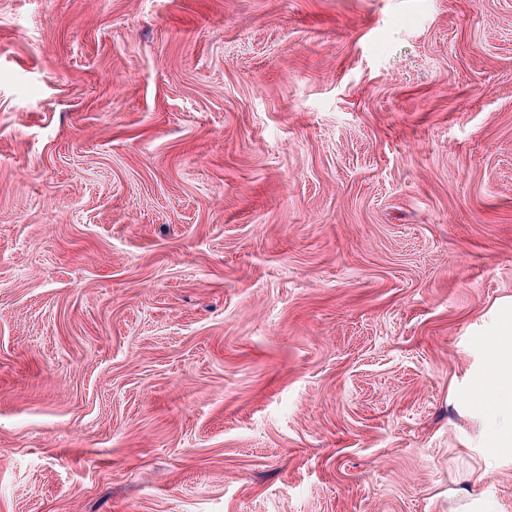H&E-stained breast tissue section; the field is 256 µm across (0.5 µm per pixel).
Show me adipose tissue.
Masks as SVG:
<instances>
[{
	"mask_svg": "<svg viewBox=\"0 0 512 512\" xmlns=\"http://www.w3.org/2000/svg\"><path fill=\"white\" fill-rule=\"evenodd\" d=\"M499 336L491 342V365L474 393L483 410L499 464L512 463V300L500 304Z\"/></svg>",
	"mask_w": 512,
	"mask_h": 512,
	"instance_id": "adipose-tissue-1",
	"label": "adipose tissue"
}]
</instances>
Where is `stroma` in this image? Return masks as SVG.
Returning a JSON list of instances; mask_svg holds the SVG:
<instances>
[{
    "mask_svg": "<svg viewBox=\"0 0 512 512\" xmlns=\"http://www.w3.org/2000/svg\"><path fill=\"white\" fill-rule=\"evenodd\" d=\"M510 297L512 0H0V512H512ZM499 336L491 342V366L474 392V402H484L492 455L500 465L512 463V300L499 305ZM478 404V403H477Z\"/></svg>",
    "mask_w": 512,
    "mask_h": 512,
    "instance_id": "obj_1",
    "label": "stroma"
}]
</instances>
